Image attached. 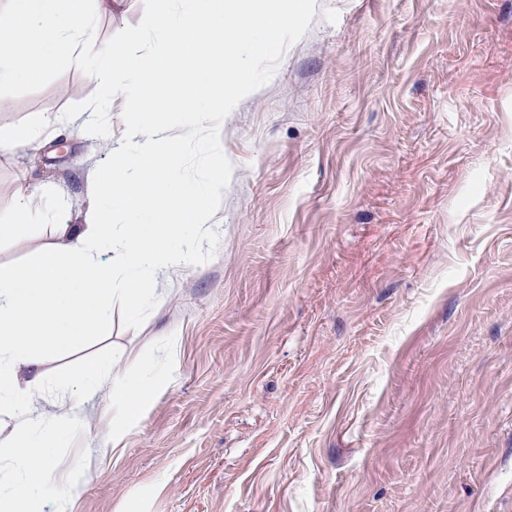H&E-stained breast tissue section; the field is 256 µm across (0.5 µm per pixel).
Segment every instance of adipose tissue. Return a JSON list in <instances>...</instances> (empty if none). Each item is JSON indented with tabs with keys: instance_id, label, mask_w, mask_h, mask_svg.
Here are the masks:
<instances>
[{
	"instance_id": "obj_1",
	"label": "adipose tissue",
	"mask_w": 512,
	"mask_h": 512,
	"mask_svg": "<svg viewBox=\"0 0 512 512\" xmlns=\"http://www.w3.org/2000/svg\"><path fill=\"white\" fill-rule=\"evenodd\" d=\"M120 0H8L11 28L0 31V85L32 83L46 65L80 60L90 73L111 72L103 96L123 98L132 121L128 144L120 164L90 176L95 196L120 207L131 219L113 229L110 213L90 208L83 223L57 224L55 243L38 253L23 268L0 265V411L18 413L0 463L14 475L12 489L0 497V512H42L45 498L74 484L72 475L51 478V455L37 431L40 417L27 406L41 382L40 352L62 349L89 336L99 335L112 318L115 300L138 303L144 293H156L186 254L170 250L168 243L184 232L207 231L203 217L209 206L224 196V162L211 157L209 172L201 180L166 189L167 179L156 158L177 163L188 131L202 133L210 118L230 105L226 88L242 85L236 73L215 70L203 60L182 74H172L161 54L141 57L123 47L98 42L94 20L112 13ZM32 36L27 51H19L14 32ZM207 87L195 109L194 127L169 121L141 125L137 114L155 107L171 112L180 103L169 94L174 81ZM111 245L110 258H102L100 243Z\"/></svg>"
}]
</instances>
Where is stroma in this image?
Listing matches in <instances>:
<instances>
[{
    "label": "stroma",
    "mask_w": 512,
    "mask_h": 512,
    "mask_svg": "<svg viewBox=\"0 0 512 512\" xmlns=\"http://www.w3.org/2000/svg\"><path fill=\"white\" fill-rule=\"evenodd\" d=\"M100 92L74 62L0 86V130L64 120L0 159V265L121 157ZM220 140L231 179L163 301L43 356L30 404L81 476L44 512H512V0H317ZM100 359L86 411L51 413Z\"/></svg>",
    "instance_id": "obj_1"
}]
</instances>
